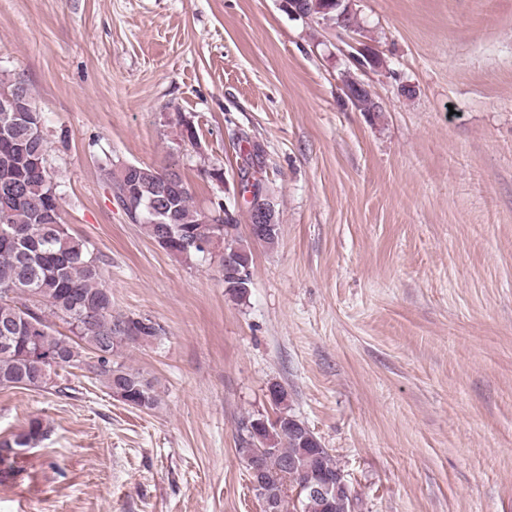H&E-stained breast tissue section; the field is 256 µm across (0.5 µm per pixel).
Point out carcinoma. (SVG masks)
<instances>
[{
    "mask_svg": "<svg viewBox=\"0 0 512 512\" xmlns=\"http://www.w3.org/2000/svg\"><path fill=\"white\" fill-rule=\"evenodd\" d=\"M308 21L333 25L363 35L357 14L347 0H297ZM359 112H377L376 99L366 87L353 94ZM0 109V387L40 390L41 360L58 359V368L86 370L105 383L113 395L139 410H152L158 394L139 371L112 360L124 336L136 333L149 342L162 328L146 317L112 314V292L102 283L98 257L75 237L61 217L58 185L47 167L49 145L40 112ZM111 185L127 190V199H147L165 188L169 203L164 223L139 221L147 235L166 251L204 257L212 251L196 242L213 241L222 254L252 263L251 251L234 238L238 219L227 223L212 211L194 206L181 173L138 165L128 172L102 167ZM225 291L235 298L248 294L250 284L224 275ZM56 318L70 327L65 335L54 329ZM272 418L244 417L239 422L236 451L251 469L259 464L264 481L252 486L257 498L288 480L294 492L310 479L341 471L336 456L312 430L295 428L285 392L272 400ZM47 427L34 417L18 434L0 439V464L18 458L16 449L34 448ZM298 512H333L326 499L302 492Z\"/></svg>",
    "mask_w": 512,
    "mask_h": 512,
    "instance_id": "obj_1",
    "label": "carcinoma"
}]
</instances>
